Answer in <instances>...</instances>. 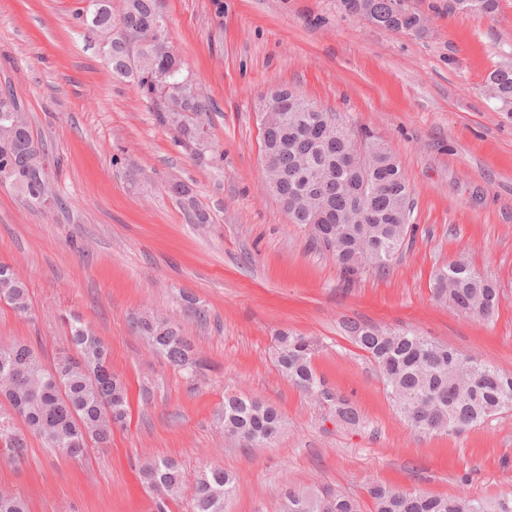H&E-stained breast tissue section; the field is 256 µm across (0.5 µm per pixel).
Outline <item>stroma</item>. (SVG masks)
Segmentation results:
<instances>
[{"label": "stroma", "instance_id": "stroma-1", "mask_svg": "<svg viewBox=\"0 0 512 512\" xmlns=\"http://www.w3.org/2000/svg\"><path fill=\"white\" fill-rule=\"evenodd\" d=\"M453 0H406L426 36L375 27L340 0H158L168 37L205 100L214 165L155 123L135 83L114 79L95 35L73 16L85 0H0V85L23 103L49 151L56 203L26 205L0 186V261L26 282L30 317L0 304V342L31 344L44 362L68 349L74 314L109 348L128 385L129 418L110 448L81 458L29 440L0 489L29 512H156L145 458H178L187 479L207 462L238 479L226 512H280V492L326 486L372 512L378 483L432 497L512 495V413L454 433L411 430L346 320L411 328L512 374V113L482 91L512 61V0L494 14ZM299 90L366 131L411 188L412 241L383 273L345 279L332 254L291 223L263 188L258 104ZM184 183L209 221L194 223L168 190ZM462 259L500 285L491 320L433 298V271ZM200 301L206 322L184 312ZM157 312L184 325L205 362L167 365L133 329ZM291 329L319 340L314 366L360 414L337 424L273 362ZM257 397L286 425L267 446L224 441L228 394Z\"/></svg>", "mask_w": 512, "mask_h": 512}]
</instances>
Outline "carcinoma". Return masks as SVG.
<instances>
[{"label": "carcinoma", "mask_w": 512, "mask_h": 512, "mask_svg": "<svg viewBox=\"0 0 512 512\" xmlns=\"http://www.w3.org/2000/svg\"><path fill=\"white\" fill-rule=\"evenodd\" d=\"M344 9L367 22L393 31L423 37L427 20L404 5V0H342ZM498 0H454L458 12L492 14ZM161 17L157 0H122L119 18L112 17L107 0H90L75 13L79 26L95 33L103 45L112 75L130 79L151 105L156 123L172 128L179 141L198 148L207 130L195 115L205 111L192 75L184 71L167 36L156 29ZM152 39L145 49L128 46L131 35ZM484 92L512 112V66L497 65L484 82ZM316 103L299 96L273 122L262 127L264 185L288 212L293 224L308 229L312 240L331 250L336 265L348 277L367 269H384L399 257L411 232V191L394 155L373 136L346 130L322 141L308 130ZM363 147L374 159L369 172L344 166L346 154ZM49 156L34 138L21 102L9 86H0V178L21 184V196L32 206L50 197ZM368 198L371 219L363 222L354 207L355 195ZM171 192L186 199L198 224L208 214L186 197L181 185ZM431 290L464 316L491 318L497 307L496 281L460 259L439 268ZM21 316L31 313L26 283L0 264V303ZM135 331L172 366L192 372L191 341L181 327L158 315L142 316ZM344 330L366 351L384 378L387 393L407 424L418 432H459L512 411V375L488 362L474 359L411 330H388L350 320ZM71 352H63L50 366L24 342L0 343V377H9L6 389L13 418L0 416V451L15 465L24 461L32 436L46 447L70 458L89 449L108 448L114 429L128 416L125 382L112 372L109 352L94 331L75 320L69 324ZM274 362L290 385L309 397L319 395L336 421L356 426L358 411L335 395L318 375L313 358L314 338L291 330L275 336ZM224 440L232 443H272L285 425L278 409L257 398L224 397ZM143 483L157 497V512L178 496L185 474L176 458H150L141 468ZM237 477L216 465H203L194 479L191 512H225L236 490ZM374 512H512V498L488 501L467 491L452 498L426 497L415 490L374 485L368 490ZM0 512H29L26 500L0 490ZM281 512H358L357 502L344 494L317 489L286 488Z\"/></svg>", "instance_id": "cac0c4a2"}]
</instances>
